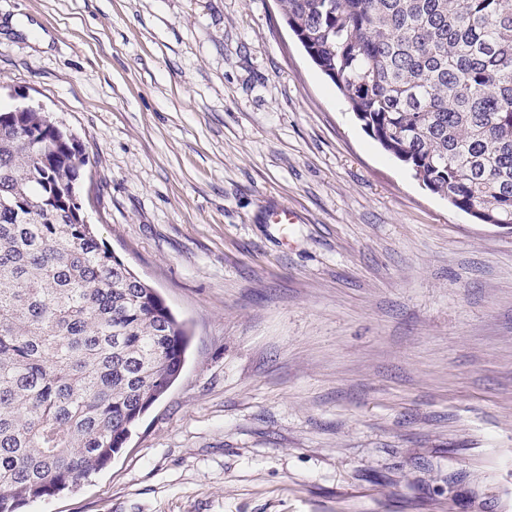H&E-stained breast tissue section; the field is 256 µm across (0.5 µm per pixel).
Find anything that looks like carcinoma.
<instances>
[{"label":"carcinoma","instance_id":"obj_1","mask_svg":"<svg viewBox=\"0 0 512 512\" xmlns=\"http://www.w3.org/2000/svg\"><path fill=\"white\" fill-rule=\"evenodd\" d=\"M365 132L433 194L512 226V0H278ZM73 134L0 111V512L78 485L180 376L190 336L85 223Z\"/></svg>","mask_w":512,"mask_h":512}]
</instances>
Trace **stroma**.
Listing matches in <instances>:
<instances>
[{
  "label": "stroma",
  "instance_id": "stroma-1",
  "mask_svg": "<svg viewBox=\"0 0 512 512\" xmlns=\"http://www.w3.org/2000/svg\"><path fill=\"white\" fill-rule=\"evenodd\" d=\"M23 100L191 333L125 449L23 512H512V229L384 151L274 0H0Z\"/></svg>",
  "mask_w": 512,
  "mask_h": 512
}]
</instances>
